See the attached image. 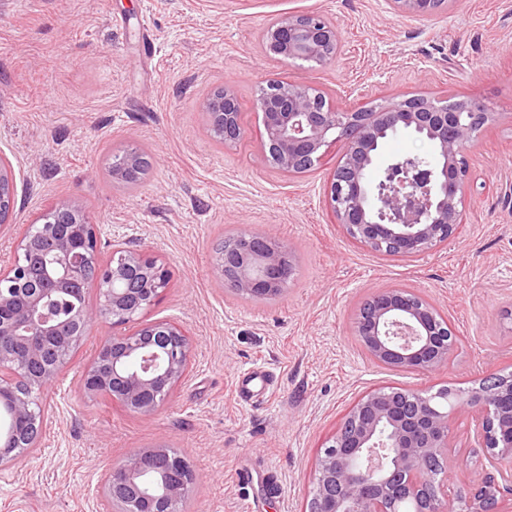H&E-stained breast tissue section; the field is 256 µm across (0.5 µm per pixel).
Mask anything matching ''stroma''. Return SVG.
<instances>
[{"mask_svg": "<svg viewBox=\"0 0 512 512\" xmlns=\"http://www.w3.org/2000/svg\"><path fill=\"white\" fill-rule=\"evenodd\" d=\"M315 12L342 36L335 65L266 52L272 22ZM275 78L310 85L354 111L406 92L475 98L497 112L467 151L469 180L457 232L417 257H388L353 242L326 202L341 149L289 175L259 149L256 99ZM232 84L246 136L210 137L204 102ZM117 146L148 152L136 190L107 170ZM0 157L16 176L12 224L0 227V266L17 238L57 199L97 224L101 259L112 240L151 250L170 285L146 315L183 327L185 379L148 417L87 398L78 377L111 336L91 325L76 364L44 395L36 448L0 468V512H106L109 468L163 446L197 477L186 512H305L324 447L349 409L386 387L468 390L512 372V0H448L415 17L389 0H0ZM272 237L296 252L284 295L238 298L215 267L226 231ZM419 292L447 317L456 343L428 374L374 362L353 333L373 292ZM274 376L254 405L238 401L240 371ZM483 416L452 413L449 493L492 473L512 488V465L481 448ZM249 471V482L238 478ZM276 485H269V476Z\"/></svg>", "mask_w": 512, "mask_h": 512, "instance_id": "stroma-1", "label": "stroma"}]
</instances>
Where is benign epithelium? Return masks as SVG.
Returning <instances> with one entry per match:
<instances>
[{
    "label": "benign epithelium",
    "mask_w": 512,
    "mask_h": 512,
    "mask_svg": "<svg viewBox=\"0 0 512 512\" xmlns=\"http://www.w3.org/2000/svg\"><path fill=\"white\" fill-rule=\"evenodd\" d=\"M396 12L431 14L446 0H390ZM267 52L285 59L337 60L340 34L323 16H287L263 34ZM264 133L259 147L267 160L288 173L314 168L330 146L342 152L328 180L330 209L354 241L372 251L419 256L445 242L461 222L467 183L466 151L477 131L494 117L476 99L444 101L407 94L370 108L341 112L324 93L305 84L268 80L256 100ZM204 109L213 137L232 146L245 137L234 87L209 97ZM398 132L431 142L433 156L373 167L379 144ZM12 165L0 158V224L12 221ZM72 200L54 202L19 240L13 263L0 269V406L26 427L24 437L0 431V467L37 447L44 427L42 394L55 385L95 321L113 334L96 348L82 372L83 393L107 398L130 413L149 416L186 377L191 345L171 322L144 320L162 299L169 276L145 249L112 244L99 261L101 241L94 224ZM287 248L262 234L246 232L224 244L216 265L224 286L266 297L288 286ZM96 291L90 307L87 294ZM67 299L69 310L53 319L50 299ZM353 332L378 364L396 371L431 373L447 364L454 333L439 311L419 293L403 288L375 291L356 312ZM483 411L485 447L512 459V377L498 389L467 391L446 386L392 387L361 398L345 415L314 474L309 512H396L395 503L414 499L416 512H512L491 473L479 475L468 494L453 497L437 475L450 448V416L441 400ZM196 475L168 448L139 451L105 475L104 497L115 512H178Z\"/></svg>",
    "instance_id": "7a95c632"
}]
</instances>
